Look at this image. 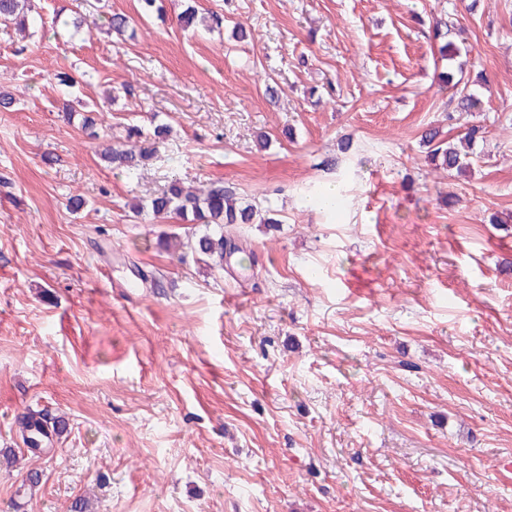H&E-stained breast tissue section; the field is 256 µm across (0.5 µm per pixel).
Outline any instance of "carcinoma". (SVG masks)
<instances>
[{
  "instance_id": "obj_1",
  "label": "carcinoma",
  "mask_w": 512,
  "mask_h": 512,
  "mask_svg": "<svg viewBox=\"0 0 512 512\" xmlns=\"http://www.w3.org/2000/svg\"><path fill=\"white\" fill-rule=\"evenodd\" d=\"M27 0H0V22L12 23L23 27L29 22L25 15ZM59 84L69 89L63 106L66 119H71L74 100L71 89L76 86L74 77L67 73L59 75ZM422 143L429 147L427 159L439 162V166L448 172H461L469 167L465 157L451 143L440 138V132L434 128L426 130L421 137ZM152 157V151L141 149H122L113 147L102 154L109 166L124 170L133 176ZM136 214L148 210L156 218L175 217L184 224H202L206 228L195 241L192 251L214 264L224 261V227L229 224H254L258 216L255 204L244 202L236 193L216 182L194 193L184 189L178 178L171 179L158 193L140 199L131 205ZM23 429L27 431L26 442L32 453L43 451L42 443L50 433L42 421L33 413L23 418Z\"/></svg>"
}]
</instances>
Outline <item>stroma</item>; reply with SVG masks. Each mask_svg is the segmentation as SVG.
Masks as SVG:
<instances>
[{"mask_svg": "<svg viewBox=\"0 0 512 512\" xmlns=\"http://www.w3.org/2000/svg\"><path fill=\"white\" fill-rule=\"evenodd\" d=\"M100 2L125 35L74 30L81 0L0 24V512H512V0ZM473 125L469 173L427 162L423 131ZM134 129L130 178L100 152ZM172 175L278 221L208 265L203 226L128 207ZM30 411L67 422L40 456ZM22 424L24 431L28 432L25 439L29 450L34 454L43 451L45 448H42V443L45 439L48 440L51 434L46 429L42 421L36 417L34 413L29 412L24 416Z\"/></svg>", "mask_w": 512, "mask_h": 512, "instance_id": "1", "label": "stroma"}]
</instances>
